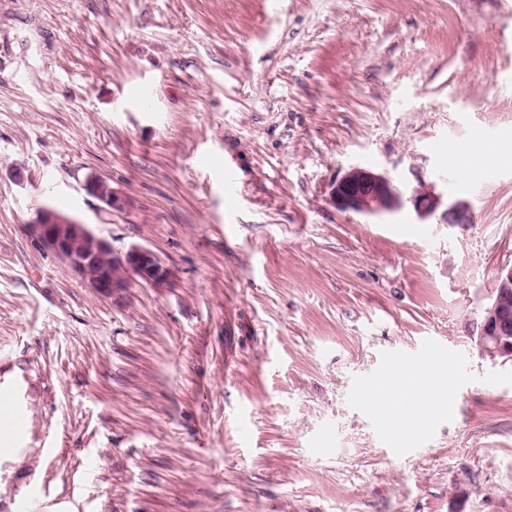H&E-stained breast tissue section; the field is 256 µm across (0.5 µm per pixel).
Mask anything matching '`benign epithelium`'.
I'll list each match as a JSON object with an SVG mask.
<instances>
[{
    "instance_id": "1",
    "label": "benign epithelium",
    "mask_w": 512,
    "mask_h": 512,
    "mask_svg": "<svg viewBox=\"0 0 512 512\" xmlns=\"http://www.w3.org/2000/svg\"><path fill=\"white\" fill-rule=\"evenodd\" d=\"M333 196L341 208L362 213L390 211L401 201V193L389 179L361 167L350 168L335 182ZM413 202L422 217L434 213L442 205L438 194L418 193ZM442 218L448 224L469 223L466 211L458 204L447 206ZM27 231L37 245L65 260L98 295L119 299L135 282H145L158 289L169 287L171 271L154 252L139 246L118 252L109 241L95 235L88 225L63 218L50 209L42 210L27 225ZM101 251L112 253L114 264L123 270L121 276L93 272L97 254ZM510 290L512 266L500 269L493 298L484 309L476 335L480 352L493 361H512V342L500 340L502 336L512 335V309H507L501 302V297Z\"/></svg>"
}]
</instances>
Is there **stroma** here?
Masks as SVG:
<instances>
[{
	"mask_svg": "<svg viewBox=\"0 0 512 512\" xmlns=\"http://www.w3.org/2000/svg\"><path fill=\"white\" fill-rule=\"evenodd\" d=\"M506 142L512 0H0V512H512ZM353 167L470 221L340 209ZM45 208L171 287L93 293ZM427 336L454 404L409 449L357 390ZM97 181L98 180L96 178H92V177L87 178V180L85 182L86 191L90 195L97 198L100 202H102L103 205L107 209L112 210V209L121 208L124 205V202L112 193L111 186L102 180H100V182L97 185ZM96 185H97V187H96ZM97 194L101 198H99L97 196ZM111 195H112V197H110ZM108 197H110V198H108ZM102 198H107V199H102ZM512 291V266L500 269L491 303L484 309L483 319L476 335L477 346L482 355L495 361H512V309L508 310L500 298Z\"/></svg>",
	"mask_w": 512,
	"mask_h": 512,
	"instance_id": "35a3bbf8",
	"label": "stroma"
}]
</instances>
